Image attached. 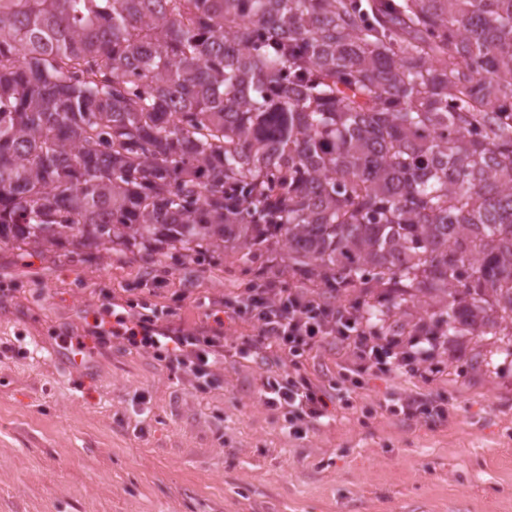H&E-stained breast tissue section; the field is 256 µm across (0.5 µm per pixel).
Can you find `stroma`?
<instances>
[{
	"instance_id": "stroma-1",
	"label": "stroma",
	"mask_w": 512,
	"mask_h": 512,
	"mask_svg": "<svg viewBox=\"0 0 512 512\" xmlns=\"http://www.w3.org/2000/svg\"><path fill=\"white\" fill-rule=\"evenodd\" d=\"M353 305L297 271L235 254L204 261L178 251L114 255L103 248L35 250L0 243V512H512V345L506 336H452L427 352L425 376L361 372L327 340L301 360L315 382L362 385L307 436H289L260 396L266 371L292 373L286 353L224 326L229 355L202 384L154 350L112 342L60 361L63 335H83L105 295L147 301L161 323L211 324L210 304L262 281ZM422 302L391 310L375 339H408L432 323ZM442 402L445 419H404L410 395Z\"/></svg>"
}]
</instances>
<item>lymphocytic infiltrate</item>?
Wrapping results in <instances>:
<instances>
[{
	"label": "lymphocytic infiltrate",
	"mask_w": 512,
	"mask_h": 512,
	"mask_svg": "<svg viewBox=\"0 0 512 512\" xmlns=\"http://www.w3.org/2000/svg\"><path fill=\"white\" fill-rule=\"evenodd\" d=\"M211 314L214 325L201 336L159 328L156 316L119 312L109 305L103 316L94 319L86 336H68L64 342L79 350L89 344L100 348L114 340L151 348L167 357L170 364L187 368L198 379L209 377L212 365L224 354L225 320L244 316L255 330L254 335L243 337L239 348L247 355L268 341L298 359L316 343L331 338L352 348L365 368L407 373L413 371L425 350L441 345L440 331L427 324L418 326L404 344L372 341L368 318L356 310L321 303L299 289L278 287L272 280L248 289L235 304L213 305ZM260 394L267 406L281 410L289 433L297 437L327 417L331 401L326 391L302 374L286 378L263 376Z\"/></svg>",
	"instance_id": "lymphocytic-infiltrate-1"
}]
</instances>
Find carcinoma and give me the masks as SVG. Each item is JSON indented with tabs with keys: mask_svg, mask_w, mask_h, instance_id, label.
Returning a JSON list of instances; mask_svg holds the SVG:
<instances>
[{
	"mask_svg": "<svg viewBox=\"0 0 512 512\" xmlns=\"http://www.w3.org/2000/svg\"><path fill=\"white\" fill-rule=\"evenodd\" d=\"M64 241L512 324V0H0V243Z\"/></svg>",
	"mask_w": 512,
	"mask_h": 512,
	"instance_id": "obj_1",
	"label": "carcinoma"
}]
</instances>
